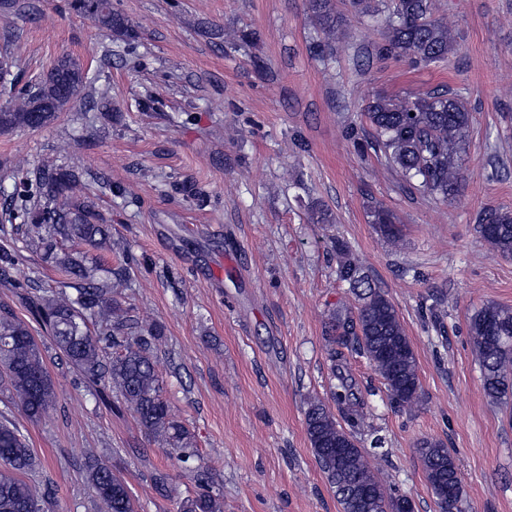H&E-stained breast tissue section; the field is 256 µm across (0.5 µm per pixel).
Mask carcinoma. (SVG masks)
I'll use <instances>...</instances> for the list:
<instances>
[{"label": "carcinoma", "instance_id": "1", "mask_svg": "<svg viewBox=\"0 0 512 512\" xmlns=\"http://www.w3.org/2000/svg\"><path fill=\"white\" fill-rule=\"evenodd\" d=\"M321 37L311 44L324 61L336 54L333 34L339 26L336 0H308ZM70 9L90 19L115 41L133 48L137 32L112 0H69ZM354 11L367 18L384 19L381 58L402 57L414 66L448 59L456 41L435 16L432 0H350ZM36 9L31 0H0V13L24 15ZM97 77L70 55L57 58L35 84L0 79V132L52 123L76 96L93 89ZM364 116L372 136L349 137L362 155L368 150L384 159L401 186L439 202L455 197L462 185L459 166L468 137L471 114L453 92L436 89L404 97L376 94ZM14 179L12 197L18 205L0 210V232L24 228L25 241L51 255L65 275L62 289L35 295L30 313L50 335L69 363L92 385L109 384L118 402L132 411L140 425L182 467L195 476V489L177 501V512H223L220 491L209 482L207 467L194 448V436L171 413L162 396L154 353L161 345L159 328H145L122 304L120 277H97L87 255L72 250L58 255L65 243L112 247L111 225L104 223L86 196L87 180L77 168L40 166ZM372 223L387 238L398 235L397 217L382 205L370 208ZM476 232L503 256H512V210L488 206L480 213ZM337 276L356 291L357 311L331 318L327 337L332 374L338 384L332 399L349 428H343L320 400L311 399L305 427L315 460L341 505L342 512H393L406 499L387 486L371 468L357 434L364 429L363 407L352 382L341 370L343 349L356 343L381 378L389 399L399 408H411L421 396L417 359L399 315L385 293L363 275L358 257L336 239ZM470 335L484 374V389L493 399L512 392V309L487 304L469 322ZM55 400L42 351L29 325L7 305H0V401L20 408L32 420L48 414ZM422 467L438 512H459L461 486L455 459L433 440L418 448ZM37 466L25 437L8 420L0 419V512H44L46 493L27 480ZM88 483L100 512H133L125 480L94 457L84 463Z\"/></svg>", "mask_w": 512, "mask_h": 512}]
</instances>
